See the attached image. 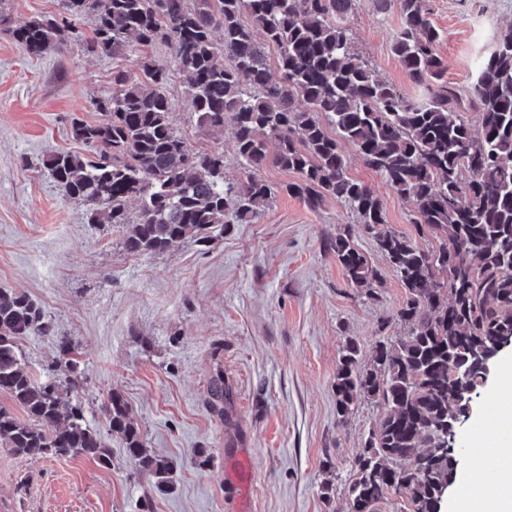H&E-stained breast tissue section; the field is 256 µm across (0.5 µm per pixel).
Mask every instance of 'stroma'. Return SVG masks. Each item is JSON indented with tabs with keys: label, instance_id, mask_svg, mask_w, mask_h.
I'll list each match as a JSON object with an SVG mask.
<instances>
[{
	"label": "stroma",
	"instance_id": "35a3bbf8",
	"mask_svg": "<svg viewBox=\"0 0 512 512\" xmlns=\"http://www.w3.org/2000/svg\"><path fill=\"white\" fill-rule=\"evenodd\" d=\"M440 31L445 78L468 97L477 66L497 35L512 25V0H429ZM60 0H0V288L28 294L55 325L52 336H29L21 347L38 374L53 367L58 338L68 339L83 380L77 395L91 426L112 450L104 467L89 458L14 455L0 447V512H345L354 460L381 415L361 402L347 419L336 414L333 382L346 339L363 357L377 341L398 339L405 291L373 236L342 203L310 209L280 193L258 217L229 225L208 246L188 242L158 256L130 255L121 231L89 223L42 165L53 151L87 153L71 120H99L95 103L112 90V73H138L136 55L90 56L68 40L39 57L27 55L13 29L51 18ZM401 17L358 0L347 24L375 73L406 97L419 89L390 44ZM172 120L193 149L224 152L226 178H240L233 128L205 133L190 114L188 89L171 74ZM350 175L383 200L389 227L415 236L414 205L396 195L352 145ZM352 240L381 274L376 297L346 282L331 239ZM228 390L224 414L210 404L212 383ZM512 379L505 348L467 418L456 430L458 473L471 474L466 451L478 433L494 436L493 413ZM120 392L151 452L177 464L174 486L152 491L108 430L102 406ZM252 464V492L240 503L224 479L240 451ZM459 480L441 512H464Z\"/></svg>",
	"mask_w": 512,
	"mask_h": 512
}]
</instances>
